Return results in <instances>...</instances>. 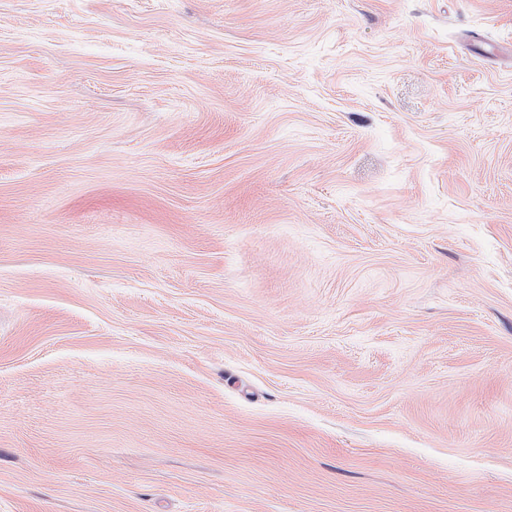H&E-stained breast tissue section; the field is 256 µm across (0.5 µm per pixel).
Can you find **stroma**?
Segmentation results:
<instances>
[{"instance_id":"35a3bbf8","label":"stroma","mask_w":512,"mask_h":512,"mask_svg":"<svg viewBox=\"0 0 512 512\" xmlns=\"http://www.w3.org/2000/svg\"><path fill=\"white\" fill-rule=\"evenodd\" d=\"M512 0H0V512H512Z\"/></svg>"}]
</instances>
